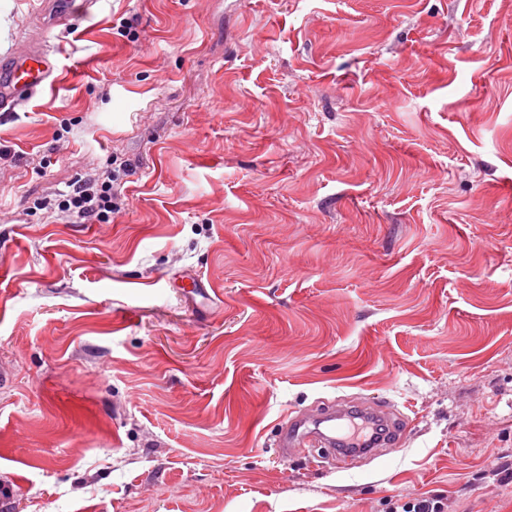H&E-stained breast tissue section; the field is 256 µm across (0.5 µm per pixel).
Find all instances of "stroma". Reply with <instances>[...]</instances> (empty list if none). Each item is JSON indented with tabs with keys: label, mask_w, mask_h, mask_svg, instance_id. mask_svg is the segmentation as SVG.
Instances as JSON below:
<instances>
[{
	"label": "stroma",
	"mask_w": 512,
	"mask_h": 512,
	"mask_svg": "<svg viewBox=\"0 0 512 512\" xmlns=\"http://www.w3.org/2000/svg\"><path fill=\"white\" fill-rule=\"evenodd\" d=\"M49 43L0 114V512H512V0H98ZM109 171L108 222L36 206ZM336 397L404 446L278 456Z\"/></svg>",
	"instance_id": "1"
}]
</instances>
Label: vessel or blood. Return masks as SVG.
I'll return each instance as SVG.
<instances>
[{
	"label": "vessel or blood",
	"mask_w": 512,
	"mask_h": 512,
	"mask_svg": "<svg viewBox=\"0 0 512 512\" xmlns=\"http://www.w3.org/2000/svg\"><path fill=\"white\" fill-rule=\"evenodd\" d=\"M58 70L55 52L50 48L45 32H38L20 49L7 57H0V112H11L29 101L38 91L52 81ZM375 421L387 429L385 435L360 447L348 427L354 419ZM322 428H314L304 414L287 415L283 420L276 445L282 452L301 454L321 447L336 460L337 468L343 469L357 454L379 456L383 449L400 448L406 436V419L390 415L386 404L369 406L331 405L321 417Z\"/></svg>",
	"instance_id": "b4317fda"
}]
</instances>
